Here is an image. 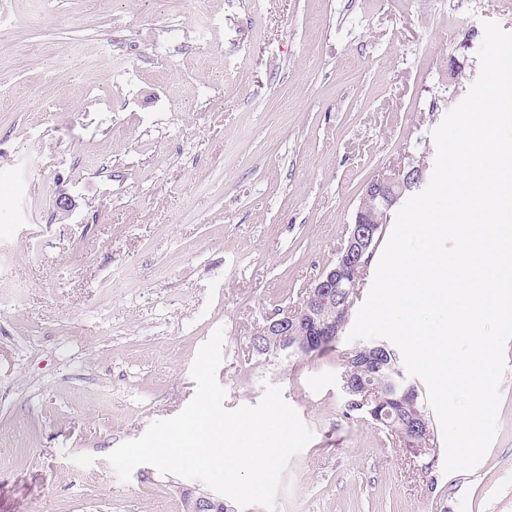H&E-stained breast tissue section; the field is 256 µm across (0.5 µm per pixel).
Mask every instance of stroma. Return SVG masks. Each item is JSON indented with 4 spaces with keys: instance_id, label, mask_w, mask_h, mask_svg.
Returning a JSON list of instances; mask_svg holds the SVG:
<instances>
[{
    "instance_id": "1",
    "label": "stroma",
    "mask_w": 512,
    "mask_h": 512,
    "mask_svg": "<svg viewBox=\"0 0 512 512\" xmlns=\"http://www.w3.org/2000/svg\"><path fill=\"white\" fill-rule=\"evenodd\" d=\"M487 20L512 0H0V512H183L189 480L107 456L185 408L219 328L225 408L270 383L314 434L276 512H512V343L494 440L448 474L443 438L416 458L347 414L346 337L249 342L369 178L434 164Z\"/></svg>"
}]
</instances>
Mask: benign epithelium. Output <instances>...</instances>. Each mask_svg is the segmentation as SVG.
Returning a JSON list of instances; mask_svg holds the SVG:
<instances>
[{
    "label": "benign epithelium",
    "instance_id": "7a95c632",
    "mask_svg": "<svg viewBox=\"0 0 512 512\" xmlns=\"http://www.w3.org/2000/svg\"><path fill=\"white\" fill-rule=\"evenodd\" d=\"M428 169L421 160L398 169L381 172L363 187L348 237L339 250L344 257L358 261L368 251H375L383 239L386 224L401 199L421 187ZM360 282L348 275L346 262L326 267L305 290L301 306L275 314L260 327L266 336L284 338L282 353L291 356L313 352L332 341L345 329ZM186 512H209L224 498L202 492L184 493Z\"/></svg>",
    "mask_w": 512,
    "mask_h": 512
}]
</instances>
